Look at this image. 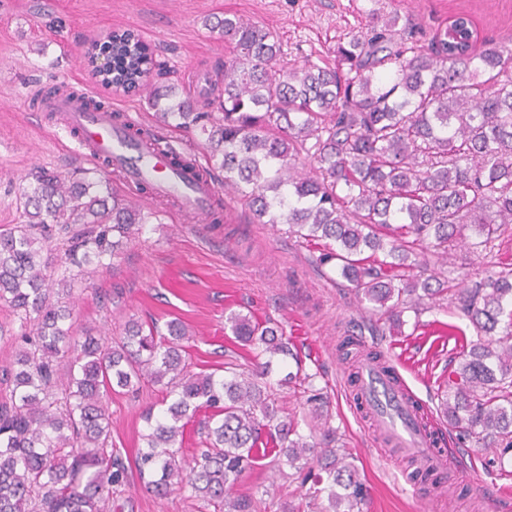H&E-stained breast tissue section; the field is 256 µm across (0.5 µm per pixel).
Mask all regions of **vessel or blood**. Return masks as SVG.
I'll return each mask as SVG.
<instances>
[{
    "instance_id": "1",
    "label": "vessel or blood",
    "mask_w": 512,
    "mask_h": 512,
    "mask_svg": "<svg viewBox=\"0 0 512 512\" xmlns=\"http://www.w3.org/2000/svg\"><path fill=\"white\" fill-rule=\"evenodd\" d=\"M87 98L84 91L45 94L38 109L54 114L65 129L74 132L93 162L107 163L129 183L148 185L154 197L175 200L181 216L209 222L214 202L222 196L217 183L199 178L196 169L173 167L172 151L151 149L131 138L135 120L118 122L111 109L90 108ZM359 386L355 407L374 414L383 446L402 449L433 474L461 472L459 453L436 446L427 409L415 405L402 379L368 363L361 370Z\"/></svg>"
}]
</instances>
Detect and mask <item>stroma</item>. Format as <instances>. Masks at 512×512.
<instances>
[{"label":"stroma","mask_w":512,"mask_h":512,"mask_svg":"<svg viewBox=\"0 0 512 512\" xmlns=\"http://www.w3.org/2000/svg\"><path fill=\"white\" fill-rule=\"evenodd\" d=\"M226 13L274 29L281 42L278 63L292 68L333 64L337 43L368 31L376 13L398 14L399 29L424 43L437 27L463 15L480 42L512 46V0H0V230L19 223L21 190L35 167L69 174L92 166L71 134L35 109V90L79 80L93 97L155 126L145 91L115 90L93 78L87 57L92 42L134 31L155 63L147 83L172 82L182 96L201 101L220 87L216 64L229 53L203 20ZM101 176L151 219L108 267L76 277L65 300L78 332L108 343L128 320L176 319L186 330L189 370L209 373L228 362L253 363L249 347L234 339L225 322L230 313L270 321L300 357L288 370L300 365L316 374L317 387L328 397L336 445L353 459L369 489L364 512H512V450L475 447L449 429L440 412L462 346L476 338L454 303L429 304L418 317L405 313L401 334H392L381 312L359 301L334 264H318L328 241L296 237L284 224L253 223L248 207L230 193L223 224L190 223L178 217L174 203L127 186L120 173L105 170ZM416 252L445 269L455 290L472 286L488 266L512 263V235L496 240L466 271L460 267L468 257L465 246L446 258L423 245ZM348 330L380 351L427 403L451 447L463 455L461 474L414 484L409 475L416 459L397 455L385 463L377 457L371 419L352 409L351 363L337 350ZM163 393L162 386L146 385L108 399L112 446L127 467L125 485L113 490L112 512H199L188 493L159 498L147 492L134 467L147 431L143 414L160 406ZM236 493L261 497V512H320L328 505L326 497H313L308 486L265 461L245 473Z\"/></svg>","instance_id":"35a3bbf8"}]
</instances>
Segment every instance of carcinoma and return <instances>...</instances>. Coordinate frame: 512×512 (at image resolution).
Listing matches in <instances>:
<instances>
[{
    "instance_id": "cac0c4a2",
    "label": "carcinoma",
    "mask_w": 512,
    "mask_h": 512,
    "mask_svg": "<svg viewBox=\"0 0 512 512\" xmlns=\"http://www.w3.org/2000/svg\"><path fill=\"white\" fill-rule=\"evenodd\" d=\"M398 17L375 16L367 34L337 45L333 68L273 67L281 54L276 31L236 14L204 26L232 45L224 58V90L201 104L176 97L171 85L143 84L153 59L134 32H114L89 57L110 53L115 87L148 89L160 125L205 136L224 189L248 200L259 224H286L296 235L334 247L319 263H335L361 300L387 314L399 331L404 313L446 292L439 273L409 262L414 246L448 254L470 228L481 254L512 225V48L473 46L465 16L437 28L428 45L394 41ZM310 173L296 171L301 154ZM147 217L102 180L39 169L23 194L20 223L0 232V302L20 322L18 368H3L0 396V512H110L112 487L127 469L112 450L106 398L149 380L171 399L144 414L146 448L135 458L144 487L158 496L179 490L224 512H259L262 500L234 495L244 472L268 456L295 470L327 512H362L364 484L336 448L314 374L270 378L274 358L292 355L283 331L250 315L226 317L237 341L251 347L259 369L229 363L224 374L192 373L178 342L183 325L129 322L112 345L73 336V313L53 299L68 286L70 268L103 266ZM63 249L69 267L47 274L49 256ZM384 251L373 264L365 250ZM419 273L408 274L406 269ZM477 339L448 376L444 417L459 435L483 448H512V264L487 271L456 297ZM68 358L67 382L56 393L58 362ZM307 385L313 425L280 415L278 391ZM202 410L206 448L190 460L178 438ZM266 440H261V433Z\"/></svg>"
}]
</instances>
